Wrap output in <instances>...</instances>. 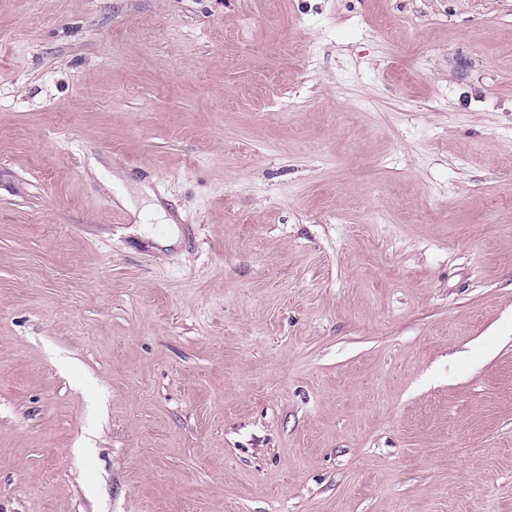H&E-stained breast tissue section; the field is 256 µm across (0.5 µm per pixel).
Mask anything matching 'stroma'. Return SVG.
I'll return each instance as SVG.
<instances>
[{
    "instance_id": "stroma-1",
    "label": "stroma",
    "mask_w": 512,
    "mask_h": 512,
    "mask_svg": "<svg viewBox=\"0 0 512 512\" xmlns=\"http://www.w3.org/2000/svg\"><path fill=\"white\" fill-rule=\"evenodd\" d=\"M0 512H512V0H0Z\"/></svg>"
}]
</instances>
